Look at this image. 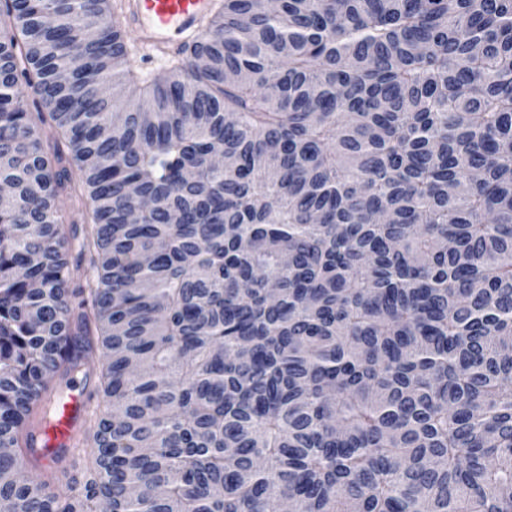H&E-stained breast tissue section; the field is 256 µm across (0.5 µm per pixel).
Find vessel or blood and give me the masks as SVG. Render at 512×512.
I'll use <instances>...</instances> for the list:
<instances>
[{
	"mask_svg": "<svg viewBox=\"0 0 512 512\" xmlns=\"http://www.w3.org/2000/svg\"><path fill=\"white\" fill-rule=\"evenodd\" d=\"M215 7L214 0H123L121 18L138 45L157 55L197 39ZM89 404L71 394L57 405V417L36 435L39 448H76Z\"/></svg>",
	"mask_w": 512,
	"mask_h": 512,
	"instance_id": "vessel-or-blood-1",
	"label": "vessel or blood"
}]
</instances>
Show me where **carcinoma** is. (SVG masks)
I'll return each instance as SVG.
<instances>
[{"instance_id": "carcinoma-1", "label": "carcinoma", "mask_w": 512, "mask_h": 512, "mask_svg": "<svg viewBox=\"0 0 512 512\" xmlns=\"http://www.w3.org/2000/svg\"><path fill=\"white\" fill-rule=\"evenodd\" d=\"M188 51L0 7V512H512V0H224ZM96 353L84 479L17 476Z\"/></svg>"}]
</instances>
